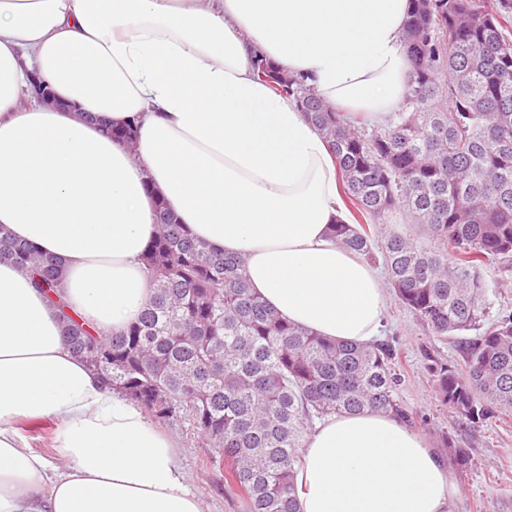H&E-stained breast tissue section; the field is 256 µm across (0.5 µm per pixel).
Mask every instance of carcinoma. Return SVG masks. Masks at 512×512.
<instances>
[{
  "instance_id": "obj_1",
  "label": "carcinoma",
  "mask_w": 512,
  "mask_h": 512,
  "mask_svg": "<svg viewBox=\"0 0 512 512\" xmlns=\"http://www.w3.org/2000/svg\"><path fill=\"white\" fill-rule=\"evenodd\" d=\"M412 73L402 111L376 128L320 100L265 58L254 76L294 103L326 139L347 203L365 223L336 241L368 260L433 336L458 343L464 367L440 364L442 403L462 429L512 411V312L493 311L482 271L512 261V0H411ZM143 261L152 295L137 320L102 337L64 308L59 261L0 232V261L62 307L65 342L112 390L159 423L183 420L219 457L243 512H299L306 436L333 415L390 413L415 425L388 342L325 339L250 289L242 260L198 240L156 202ZM400 212L408 229L389 227ZM452 462L471 459L455 443Z\"/></svg>"
}]
</instances>
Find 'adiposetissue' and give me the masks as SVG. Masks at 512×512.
Masks as SVG:
<instances>
[{
	"label": "adipose tissue",
	"mask_w": 512,
	"mask_h": 512,
	"mask_svg": "<svg viewBox=\"0 0 512 512\" xmlns=\"http://www.w3.org/2000/svg\"><path fill=\"white\" fill-rule=\"evenodd\" d=\"M409 0H0V229L64 268L71 307L102 335L151 290L156 201L243 259L254 293L334 341L370 343L388 297L337 244L341 175L303 112L255 79L254 55L305 76L338 112L403 106ZM48 84L61 108L29 93ZM137 121L134 148L105 130ZM22 419L57 424L58 461ZM176 439L69 352L57 311L0 262V512H204ZM300 512H452L442 459L398 417L318 423Z\"/></svg>",
	"instance_id": "ef3b65f1"
}]
</instances>
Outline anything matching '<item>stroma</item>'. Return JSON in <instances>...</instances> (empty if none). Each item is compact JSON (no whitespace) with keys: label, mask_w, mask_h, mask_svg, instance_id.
I'll use <instances>...</instances> for the list:
<instances>
[{"label":"stroma","mask_w":512,"mask_h":512,"mask_svg":"<svg viewBox=\"0 0 512 512\" xmlns=\"http://www.w3.org/2000/svg\"><path fill=\"white\" fill-rule=\"evenodd\" d=\"M383 336L393 340L400 351V394L418 415L416 430L441 457H448L452 442L470 454L469 471L453 480V512H512V412L471 430L459 429L439 400L432 372L442 363L462 366L458 345L431 336L393 297L388 300ZM171 431L180 443L178 463L188 474L206 512H241L235 498L224 491L223 470L203 467L209 449L200 446L186 424L174 425Z\"/></svg>","instance_id":"35a3bbf8"}]
</instances>
